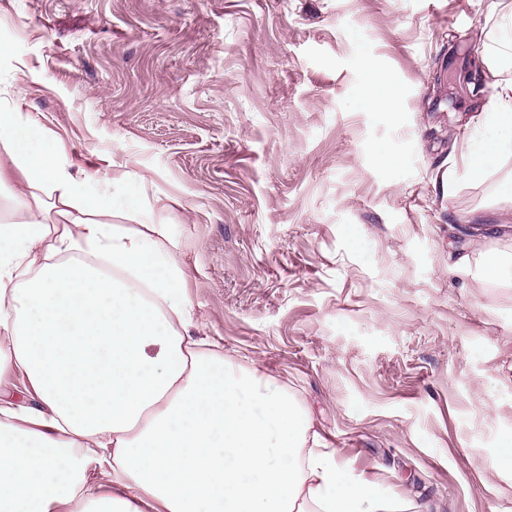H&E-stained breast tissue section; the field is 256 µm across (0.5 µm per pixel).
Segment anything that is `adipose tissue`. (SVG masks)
<instances>
[{
	"label": "adipose tissue",
	"mask_w": 512,
	"mask_h": 512,
	"mask_svg": "<svg viewBox=\"0 0 512 512\" xmlns=\"http://www.w3.org/2000/svg\"><path fill=\"white\" fill-rule=\"evenodd\" d=\"M57 140L0 110V187L13 174L31 191L0 224V512H389L282 386L200 350L168 226L107 223V175H74ZM508 152L512 80L470 174Z\"/></svg>",
	"instance_id": "ef3b65f1"
}]
</instances>
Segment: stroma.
Masks as SVG:
<instances>
[{"mask_svg": "<svg viewBox=\"0 0 512 512\" xmlns=\"http://www.w3.org/2000/svg\"><path fill=\"white\" fill-rule=\"evenodd\" d=\"M511 33L499 0H0V102L171 225L196 337L394 512H512V279L473 271L512 254V154L462 158Z\"/></svg>", "mask_w": 512, "mask_h": 512, "instance_id": "stroma-1", "label": "stroma"}]
</instances>
